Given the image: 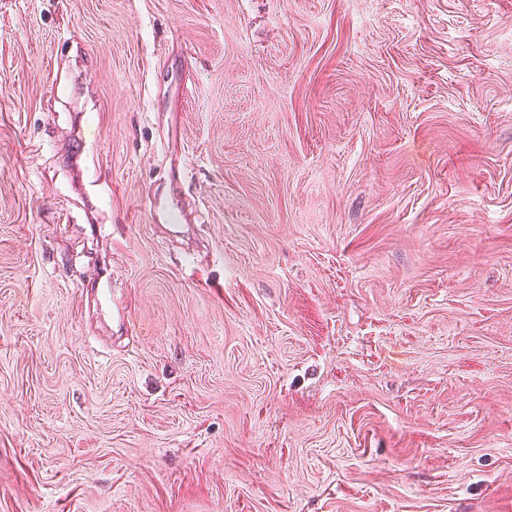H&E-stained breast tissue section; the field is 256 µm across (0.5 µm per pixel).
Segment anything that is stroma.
Instances as JSON below:
<instances>
[{
    "mask_svg": "<svg viewBox=\"0 0 512 512\" xmlns=\"http://www.w3.org/2000/svg\"><path fill=\"white\" fill-rule=\"evenodd\" d=\"M0 512H512V0H0Z\"/></svg>",
    "mask_w": 512,
    "mask_h": 512,
    "instance_id": "stroma-1",
    "label": "stroma"
}]
</instances>
